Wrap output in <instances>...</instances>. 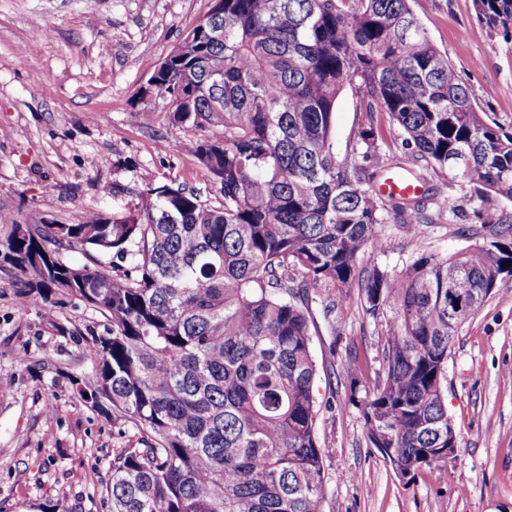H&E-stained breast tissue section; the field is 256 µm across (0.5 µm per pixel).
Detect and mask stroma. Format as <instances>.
<instances>
[{
  "label": "stroma",
  "instance_id": "1",
  "mask_svg": "<svg viewBox=\"0 0 512 512\" xmlns=\"http://www.w3.org/2000/svg\"><path fill=\"white\" fill-rule=\"evenodd\" d=\"M211 0H0V239L14 224L73 223L85 212L120 213L162 185L218 203L219 182L172 142L195 132L172 125L169 104L149 79ZM441 54L477 105L512 132V41L480 32L473 0H412ZM345 88L334 142L344 154L361 120ZM433 209L420 227L385 224L386 252L358 268L399 266L416 245L448 256L469 246L452 209H469L463 186L436 179ZM15 271L0 269V512H110L105 485L113 458L138 445L134 426L85 401L84 355L103 335V316L66 299L45 319L20 300ZM317 364L316 423L326 496L323 512H512V294L488 300L459 331L448 357V417L458 435L441 474L406 482L367 441L348 402L346 365L373 382L382 369L383 327L365 313L359 286L311 294ZM25 480H18V473Z\"/></svg>",
  "mask_w": 512,
  "mask_h": 512
}]
</instances>
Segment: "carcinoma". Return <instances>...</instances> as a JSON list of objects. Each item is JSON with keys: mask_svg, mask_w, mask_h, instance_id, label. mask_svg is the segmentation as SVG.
Returning <instances> with one entry per match:
<instances>
[{"mask_svg": "<svg viewBox=\"0 0 512 512\" xmlns=\"http://www.w3.org/2000/svg\"><path fill=\"white\" fill-rule=\"evenodd\" d=\"M474 9L481 31L512 40V0ZM347 85L366 119L339 158ZM154 91L171 124L212 132L171 148L187 147L224 201L163 185L124 213L14 224L0 244L29 305L75 298L108 321L85 349L79 393L140 435L112 460V512H322L308 291L356 279L384 348L371 386L349 359L348 402L391 468L436 475L457 440L445 395L455 337L512 284V133L479 109L411 0H220ZM375 112L402 155L379 144ZM407 165L417 183L469 189L480 228L462 233L480 241L448 257L418 245L399 270L359 274L366 249L387 248L380 225L434 223L430 196L376 189ZM106 255L127 267L109 272ZM294 270L304 278L292 287ZM453 288L466 290L457 321Z\"/></svg>", "mask_w": 512, "mask_h": 512, "instance_id": "cac0c4a2", "label": "carcinoma"}]
</instances>
